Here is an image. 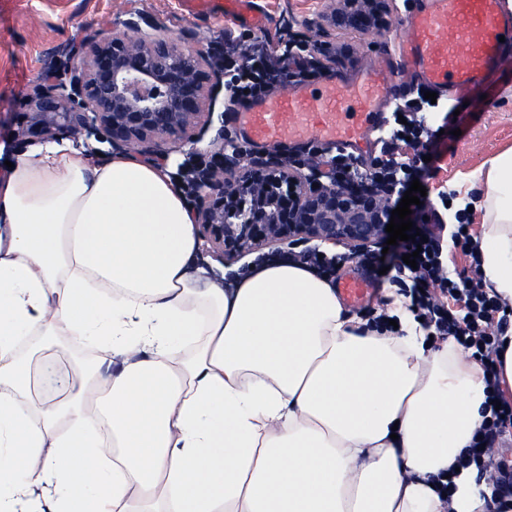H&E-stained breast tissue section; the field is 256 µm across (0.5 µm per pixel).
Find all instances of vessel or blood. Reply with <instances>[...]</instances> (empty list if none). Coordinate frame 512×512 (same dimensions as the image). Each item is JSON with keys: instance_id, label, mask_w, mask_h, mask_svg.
<instances>
[{"instance_id": "b4317fda", "label": "vessel or blood", "mask_w": 512, "mask_h": 512, "mask_svg": "<svg viewBox=\"0 0 512 512\" xmlns=\"http://www.w3.org/2000/svg\"><path fill=\"white\" fill-rule=\"evenodd\" d=\"M512 60V15L501 0H429L402 17L388 52L358 79L321 90L268 96L235 115L260 144L314 139L365 157L379 116L404 101L408 78L468 90L493 64Z\"/></svg>"}]
</instances>
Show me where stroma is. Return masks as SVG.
Listing matches in <instances>:
<instances>
[{
  "label": "stroma",
  "instance_id": "1",
  "mask_svg": "<svg viewBox=\"0 0 512 512\" xmlns=\"http://www.w3.org/2000/svg\"><path fill=\"white\" fill-rule=\"evenodd\" d=\"M257 3L267 16L261 28L242 19L228 25L218 16L187 15L178 0H0V144L9 155L39 146V138L24 137L22 131L32 119L28 101L43 80L45 67H53L57 82H68L78 62L77 57L68 54V47L94 41L106 28L123 29L129 20L146 18L180 38L186 49L202 48L225 56L259 40L267 41L277 51L283 50L290 39L328 46L329 54L313 57L318 76L312 84L324 88L370 69L385 54L401 16L423 7L424 0H392L378 32L345 31L323 24L329 0ZM448 104L458 108L459 114L452 123V132L442 138L439 157L424 183L428 207L444 209L450 220L461 201L478 195V171L484 162L512 147V64L490 70L464 96H449ZM247 105V100L230 98L225 92L218 94L212 124L197 147L172 146L162 159L174 182H182V167L191 150H217L222 131L241 142L248 155L273 153V146L244 141L233 123V112ZM457 128L462 131L458 137L453 134ZM322 250L338 259L328 273L332 282L359 278L371 286L364 300L350 305V313L377 319L385 309L387 294L398 289L379 272L380 266L392 265V255H385L383 263L378 264L372 256H353L341 245L326 244Z\"/></svg>",
  "mask_w": 512,
  "mask_h": 512
}]
</instances>
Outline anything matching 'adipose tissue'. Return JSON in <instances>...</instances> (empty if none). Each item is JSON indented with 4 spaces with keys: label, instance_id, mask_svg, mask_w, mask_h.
Segmentation results:
<instances>
[{
    "label": "adipose tissue",
    "instance_id": "1",
    "mask_svg": "<svg viewBox=\"0 0 512 512\" xmlns=\"http://www.w3.org/2000/svg\"><path fill=\"white\" fill-rule=\"evenodd\" d=\"M0 178V512H486L462 461L483 370L351 315L305 265L225 288L192 269L193 213L162 165L70 143ZM473 200L487 286L512 309V149ZM30 336L96 341V363L31 396ZM453 497H445L446 481Z\"/></svg>",
    "mask_w": 512,
    "mask_h": 512
}]
</instances>
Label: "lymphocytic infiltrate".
Listing matches in <instances>:
<instances>
[{
  "mask_svg": "<svg viewBox=\"0 0 512 512\" xmlns=\"http://www.w3.org/2000/svg\"><path fill=\"white\" fill-rule=\"evenodd\" d=\"M307 60L289 53L272 55L266 47H254L243 53L230 77L232 95L262 98V83L274 70L291 68L305 70ZM431 102L418 97L396 107V120L382 141V157L373 165V180L389 185L392 203H399L414 179L422 176L429 165L422 157L408 158V150L417 148L422 140L435 138L421 114ZM425 243L400 242L403 255L416 254L417 267L407 295L423 325L432 335L453 339L456 345L482 366L486 383V416L481 430L475 435L469 450V460L475 463L480 476L493 485L489 512H500L512 502V402L503 400L496 364L500 354V337L512 325L501 313L497 294L485 288L478 268L477 247H470L468 256L475 273L451 278L443 264L444 227L438 214L418 221Z\"/></svg>",
  "mask_w": 512,
  "mask_h": 512,
  "instance_id": "f902f5d3",
  "label": "lymphocytic infiltrate"
}]
</instances>
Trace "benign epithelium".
<instances>
[{
	"label": "benign epithelium",
	"instance_id": "benign-epithelium-1",
	"mask_svg": "<svg viewBox=\"0 0 512 512\" xmlns=\"http://www.w3.org/2000/svg\"><path fill=\"white\" fill-rule=\"evenodd\" d=\"M351 27L382 29L385 0H338ZM81 64L69 84L40 83L30 100L34 121L25 133L49 138L63 118L65 132L101 133L111 147L136 149L150 159L163 146L194 143L208 122L217 88L212 56L185 49L167 30L149 32L129 23L105 29L97 41L77 49ZM304 164L279 154L242 163L230 137L193 167L195 223L212 252L229 260L254 251L264 241L290 245L312 241L340 244L356 255L387 236L385 190L349 177L301 173Z\"/></svg>",
	"mask_w": 512,
	"mask_h": 512
}]
</instances>
